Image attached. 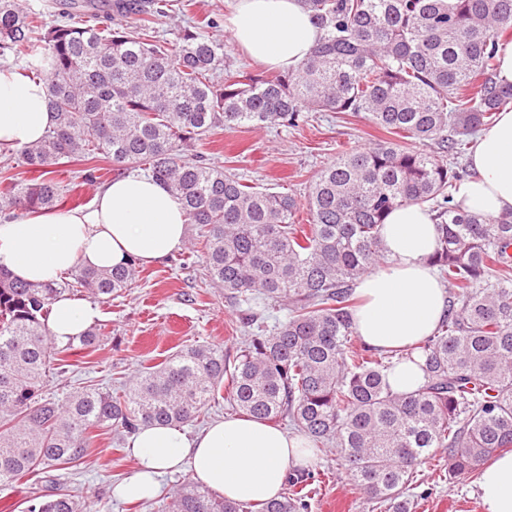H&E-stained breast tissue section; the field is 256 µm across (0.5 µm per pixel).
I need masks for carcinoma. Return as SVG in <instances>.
<instances>
[{
  "label": "carcinoma",
  "mask_w": 512,
  "mask_h": 512,
  "mask_svg": "<svg viewBox=\"0 0 512 512\" xmlns=\"http://www.w3.org/2000/svg\"><path fill=\"white\" fill-rule=\"evenodd\" d=\"M324 30L291 71L257 77L224 73V45L197 28L173 44L159 39L162 6L112 0L128 22L91 24L100 5L58 0L47 26L20 0H0V56L26 62L45 80L55 124L20 151L32 179L6 178L0 209L38 212L62 204L50 177L63 159L142 166L207 228L212 282L246 306L251 328L229 364L221 349L186 346L122 390L85 389L60 403L43 395L57 356L94 344L89 328L63 347L49 334L53 301L87 292L102 302L130 287L137 265L77 268L35 286L0 268V483L76 467L89 430L191 424L226 389L232 409L267 422L287 418L313 455L333 450L368 499L410 512L406 496L432 448L448 470L468 473L512 447V211L486 218L455 201L460 173L444 159L464 155L467 138L491 127L512 102L496 82L499 42L512 36V0H302ZM365 113L379 129L422 142L426 152L381 140L326 166L304 203L252 186L191 147L212 130L297 127L304 112ZM409 204L435 212L438 242L429 262L448 284L449 304L433 335L404 352L354 343L357 281L384 262L379 235L390 211ZM307 223H298L300 209ZM274 303L287 320L265 324L255 309ZM425 358V381L399 393L393 359ZM309 474L259 504L226 500L191 480L170 512H306ZM26 512H88L51 488Z\"/></svg>",
  "instance_id": "1"
}]
</instances>
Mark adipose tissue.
<instances>
[{
	"label": "adipose tissue",
	"instance_id": "obj_1",
	"mask_svg": "<svg viewBox=\"0 0 512 512\" xmlns=\"http://www.w3.org/2000/svg\"><path fill=\"white\" fill-rule=\"evenodd\" d=\"M225 27L249 59L284 70L303 62L323 35L300 0H235ZM54 122L45 83L0 66V151L39 141ZM470 166L471 176L457 188L461 207L484 217L511 211L512 108L476 138ZM187 223L168 189L131 172L105 185L88 208H57L0 224V265L18 280L41 285L78 266L159 263L181 247ZM380 243L386 265L355 288L356 332L379 351L407 349L432 335L446 310L447 291L427 263L437 243L433 213L421 205L395 209ZM99 316L92 302L64 294L52 305L49 332L64 345ZM129 448L136 471L115 488L127 500L154 498L162 478L186 464L193 481L227 500L265 502L309 459L302 437L241 417L216 420L197 434L177 425H142ZM475 484L481 512H512V452L481 464Z\"/></svg>",
	"mask_w": 512,
	"mask_h": 512
}]
</instances>
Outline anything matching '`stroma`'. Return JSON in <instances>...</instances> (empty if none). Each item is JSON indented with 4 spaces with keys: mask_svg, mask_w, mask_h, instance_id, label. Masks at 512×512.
<instances>
[{
    "mask_svg": "<svg viewBox=\"0 0 512 512\" xmlns=\"http://www.w3.org/2000/svg\"><path fill=\"white\" fill-rule=\"evenodd\" d=\"M167 2L165 15L155 23L159 38L173 42L178 31L194 21L214 18L218 25L208 34L223 42L230 69L261 74V67L233 47L223 26L234 0ZM385 137L366 114L313 112L296 128H221L199 141L195 149L251 185L287 192L301 200L320 171L338 155L372 146ZM83 168L80 162L55 168L54 177L65 188L67 208L89 206L97 191L96 186L82 182ZM204 235L201 225H188L184 244L167 261L142 267L130 288L101 304L99 341L68 356L64 371L50 375L46 387L50 397L63 401L89 385L118 389L143 368L163 362L186 345L218 346L227 359H235L247 330L240 321V306L205 276ZM129 439L126 432L96 431L84 462L57 470V488L79 495L96 512H165L171 495L188 480V472L165 477L159 497L151 501H123L112 494L113 487L135 470L127 448ZM313 473L308 512H376L374 503L335 455L319 457ZM473 479L470 473L450 476L447 454L440 448L430 449L417 472L422 495L414 512H481Z\"/></svg>",
    "mask_w": 512,
    "mask_h": 512,
    "instance_id": "obj_1",
    "label": "stroma"
}]
</instances>
